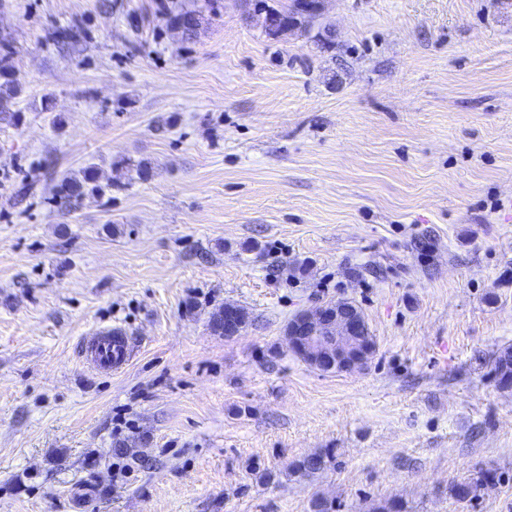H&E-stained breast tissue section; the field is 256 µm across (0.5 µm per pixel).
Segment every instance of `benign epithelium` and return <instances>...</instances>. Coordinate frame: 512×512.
I'll return each instance as SVG.
<instances>
[{"label":"benign epithelium","instance_id":"obj_1","mask_svg":"<svg viewBox=\"0 0 512 512\" xmlns=\"http://www.w3.org/2000/svg\"><path fill=\"white\" fill-rule=\"evenodd\" d=\"M368 325L361 311L327 304L299 313L288 324L289 346L319 370L349 371L367 363L374 347L366 343Z\"/></svg>","mask_w":512,"mask_h":512}]
</instances>
